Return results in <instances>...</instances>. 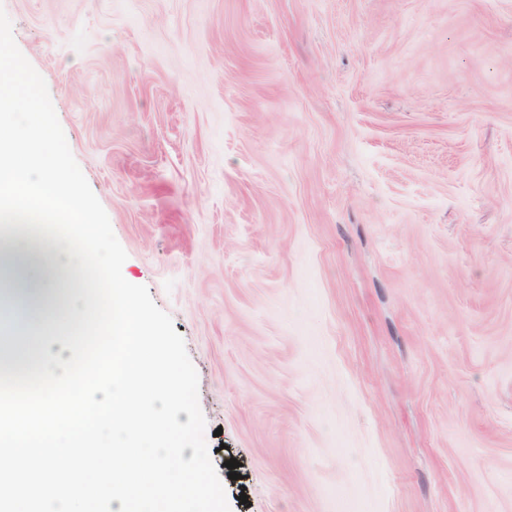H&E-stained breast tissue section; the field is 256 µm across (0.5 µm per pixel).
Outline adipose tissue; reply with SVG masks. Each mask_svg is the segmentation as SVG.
Here are the masks:
<instances>
[{"mask_svg":"<svg viewBox=\"0 0 512 512\" xmlns=\"http://www.w3.org/2000/svg\"><path fill=\"white\" fill-rule=\"evenodd\" d=\"M10 256L26 257L24 276L34 299L27 309V320L16 331L0 337V358L16 357L32 363L39 359L41 348H49L54 355L60 352V344L53 340L58 333L57 319L83 308L84 303L69 278L74 265L68 253L52 240L32 234L1 235L0 260Z\"/></svg>","mask_w":512,"mask_h":512,"instance_id":"adipose-tissue-1","label":"adipose tissue"}]
</instances>
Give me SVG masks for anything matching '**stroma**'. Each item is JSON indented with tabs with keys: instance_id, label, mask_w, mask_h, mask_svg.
Returning a JSON list of instances; mask_svg holds the SVG:
<instances>
[{
	"instance_id": "1",
	"label": "stroma",
	"mask_w": 512,
	"mask_h": 512,
	"mask_svg": "<svg viewBox=\"0 0 512 512\" xmlns=\"http://www.w3.org/2000/svg\"><path fill=\"white\" fill-rule=\"evenodd\" d=\"M0 8L233 512H512V0Z\"/></svg>"
}]
</instances>
